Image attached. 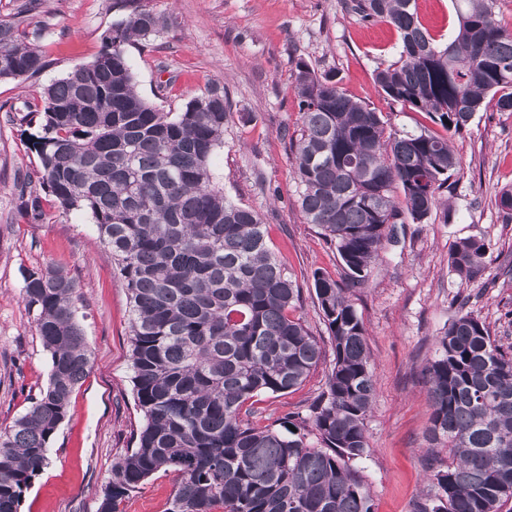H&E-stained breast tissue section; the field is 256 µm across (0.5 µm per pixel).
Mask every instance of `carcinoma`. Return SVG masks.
I'll use <instances>...</instances> for the list:
<instances>
[{
  "mask_svg": "<svg viewBox=\"0 0 512 512\" xmlns=\"http://www.w3.org/2000/svg\"><path fill=\"white\" fill-rule=\"evenodd\" d=\"M350 3L401 38L399 59L376 73L378 91L429 114L444 133L389 129L335 76L297 63L298 206L335 247L344 283L312 272L332 364L309 412L277 425L256 424V398L300 386L324 349L295 315L300 288L269 248L261 215L229 199L214 173L230 119L224 88L209 85L179 112L137 91L127 47L167 24L152 0H115L126 17L104 33L94 60L46 85L41 107L22 117L40 128L27 214L42 217L44 194L89 213L131 308L143 423L112 465L98 512H123L125 499L161 471L177 477L165 512H373L359 463L370 451L376 375L348 292L364 284L395 225L422 224L438 207L459 165L450 138L486 109L487 97L512 112V32L498 23L495 0H454L458 30L447 43L424 26L417 0ZM42 36L0 22V80L45 70ZM491 262L478 238L448 252L464 283ZM22 293L51 369L46 389L0 431V512H19L92 364L76 320L82 287L48 266L26 272ZM423 377L427 450L448 454V465L429 470L414 512H501L512 500V350L462 312L437 337Z\"/></svg>",
  "mask_w": 512,
  "mask_h": 512,
  "instance_id": "obj_1",
  "label": "carcinoma"
}]
</instances>
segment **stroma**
<instances>
[{
    "instance_id": "1",
    "label": "stroma",
    "mask_w": 512,
    "mask_h": 512,
    "mask_svg": "<svg viewBox=\"0 0 512 512\" xmlns=\"http://www.w3.org/2000/svg\"><path fill=\"white\" fill-rule=\"evenodd\" d=\"M347 0H153L171 24L128 55L136 86L165 112H178L211 83L223 87L231 112L218 165L224 192L258 211L270 247L295 273L301 288L296 311L314 336L325 335L312 284L313 270L341 279L335 248L305 223L296 206L294 156L283 131L299 128L294 90L298 61L336 76L352 99L382 112L396 128L432 127L423 112L382 97L377 70L399 57L400 39L381 21H364ZM432 35L450 41L457 29L453 0H418ZM24 16L40 27L48 61L37 77L0 81V429L11 426L46 387L50 355L22 299L27 270L52 266L80 283L77 318L93 352L85 380L51 442L48 465L22 498L20 512H97L114 462L132 445L142 415L131 381V312L126 286L111 256L97 243L91 216L62 211L45 199L47 218L23 216L21 184L39 166L30 141L36 126L23 122L44 85L91 62L103 32L121 20L113 0H0V20ZM459 165L453 189L422 224L396 225L369 278L349 297L361 316L376 372L373 410L366 422L371 453L363 474L374 512H413L431 458L425 431L430 403L421 367L434 342L458 314V298L471 295L470 312L494 336L512 344V216L494 196L512 185V114L488 104L453 137ZM483 239L493 262L484 276L462 283L448 267L450 246ZM329 363H321L297 389L264 398V417L276 420L305 409L321 392ZM175 477L156 473L128 499L124 512H164Z\"/></svg>"
}]
</instances>
